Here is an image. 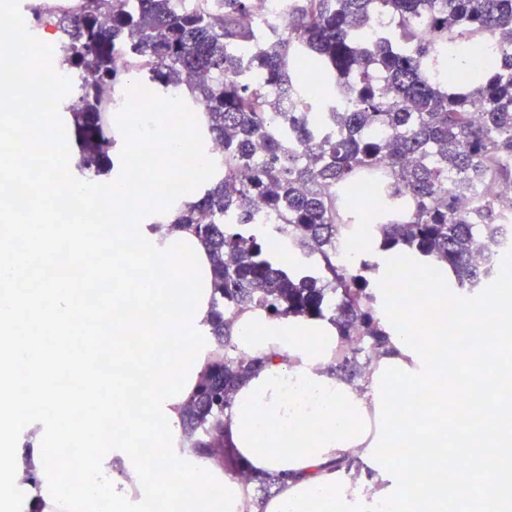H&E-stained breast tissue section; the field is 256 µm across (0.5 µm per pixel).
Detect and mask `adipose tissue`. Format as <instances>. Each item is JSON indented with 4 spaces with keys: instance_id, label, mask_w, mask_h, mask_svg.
<instances>
[{
    "instance_id": "ef3b65f1",
    "label": "adipose tissue",
    "mask_w": 512,
    "mask_h": 512,
    "mask_svg": "<svg viewBox=\"0 0 512 512\" xmlns=\"http://www.w3.org/2000/svg\"><path fill=\"white\" fill-rule=\"evenodd\" d=\"M448 308L447 286L435 280L413 320L386 314L390 352L373 362L359 388L327 371L338 341L330 323L272 321L259 309L240 313L232 324L237 354L263 364L240 382L224 431L241 464L277 478V491L256 502L239 475L191 456L176 482L177 499L201 512H398L399 499L414 498L420 512H440L442 484L467 494L471 473L447 475L431 436L432 429L448 430ZM416 327L424 346L410 341ZM423 386L427 407L400 418L399 402ZM389 448L407 449L404 464H391ZM336 461L361 464L363 478L337 479ZM217 480L224 485L220 498L211 495Z\"/></svg>"
}]
</instances>
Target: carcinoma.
I'll return each instance as SVG.
<instances>
[{"mask_svg":"<svg viewBox=\"0 0 512 512\" xmlns=\"http://www.w3.org/2000/svg\"><path fill=\"white\" fill-rule=\"evenodd\" d=\"M222 3L216 13L209 0H135L132 8L112 0L105 28V0H85L82 14L60 20L68 60L100 75L95 96L128 80L111 70L123 45L145 60L137 78L155 93L188 84L189 107L205 105L203 141L224 144L202 196L177 217L211 252L210 335L220 348L181 424L195 453L221 465L235 461L224 411L260 364L236 354L238 313L329 321L340 348L328 369L354 378L388 351L374 280L380 262L406 258L446 272L468 294L496 277L492 263L472 262L475 240L493 253L512 238L498 194L512 189V0H294L288 31L265 35L242 22L252 0ZM375 13L395 27L370 38ZM462 43L480 55L463 70L448 67ZM492 45L505 49L496 64L486 62ZM200 72L213 78L196 83ZM67 109L80 131L78 169L105 171L115 141L88 94ZM359 180L387 183L394 203L368 218L372 248L343 266L337 242L358 218L331 191ZM477 183L490 191L475 196ZM257 197L295 231L286 260L269 249L271 229L239 236L240 225L256 223Z\"/></svg>","mask_w":512,"mask_h":512,"instance_id":"obj_1","label":"carcinoma"}]
</instances>
